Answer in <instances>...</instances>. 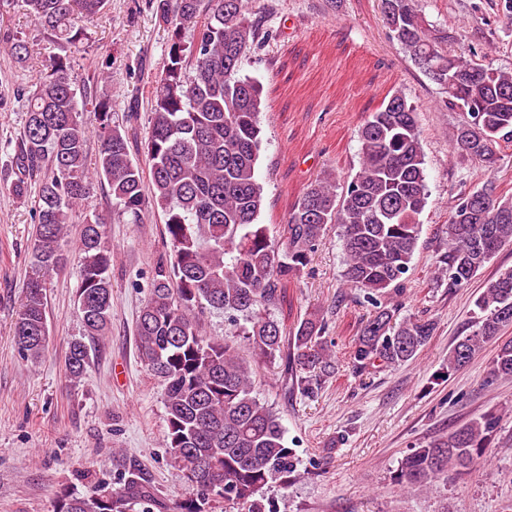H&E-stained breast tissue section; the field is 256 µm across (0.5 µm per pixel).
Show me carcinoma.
<instances>
[{
  "mask_svg": "<svg viewBox=\"0 0 512 512\" xmlns=\"http://www.w3.org/2000/svg\"><path fill=\"white\" fill-rule=\"evenodd\" d=\"M107 2L21 0L61 53L28 86L26 122L14 155L19 176L11 184L13 193L22 196L28 179L38 181L31 271L14 341L24 358H42L49 277L66 265L70 251L78 252L84 334L70 343L66 368L71 379H81L91 344L107 334L110 323L111 250L98 215L84 217L74 242L67 225L98 183L108 186L112 205L129 224L141 223L148 207L159 209L172 261L155 270L136 331L140 361L163 386L165 447L196 491L173 512H205V505L218 499L238 512H266L264 491L287 486L299 473L279 414L255 393V365L286 353L285 384L307 398L335 371L319 316L297 321L287 343L270 313L310 263L328 225L342 228L345 282L373 308L349 353L356 370L374 375L405 364L436 330L428 317L396 320L428 199L417 110L399 91L383 100L359 128L358 170L342 182L331 172L312 180L276 240L257 223L264 204L256 175L262 85L240 75L245 57L264 44L265 15L253 0H149L168 41L162 71L148 90L150 125L141 144L145 169L113 121L110 99L92 92L93 78L79 84L71 65L86 40L75 13L88 21ZM379 2L394 38L439 87L445 106L459 112L448 135L453 150L495 167L497 145L512 143V69L472 62L471 48L453 31L430 24L419 0ZM0 48L20 62L27 53L25 41L13 35ZM472 107L479 110L477 124ZM89 113L100 139L92 172L86 156ZM480 190L485 205L474 210L472 192L459 194L448 224L438 263L450 291L468 287L501 249L512 246V196L500 194L491 182ZM474 305L469 332L448 353V372L464 368L485 343L496 340L484 382L512 379V339H501L502 330L512 326V268L488 281ZM207 309L224 313L233 331L222 338L206 335L195 313ZM242 341L253 360L241 354ZM499 420L485 412L411 449L393 482L428 490L450 476L464 478L486 458ZM150 497L145 473L133 465L117 489L65 493L54 512H128Z\"/></svg>",
  "mask_w": 512,
  "mask_h": 512,
  "instance_id": "carcinoma-1",
  "label": "carcinoma"
}]
</instances>
